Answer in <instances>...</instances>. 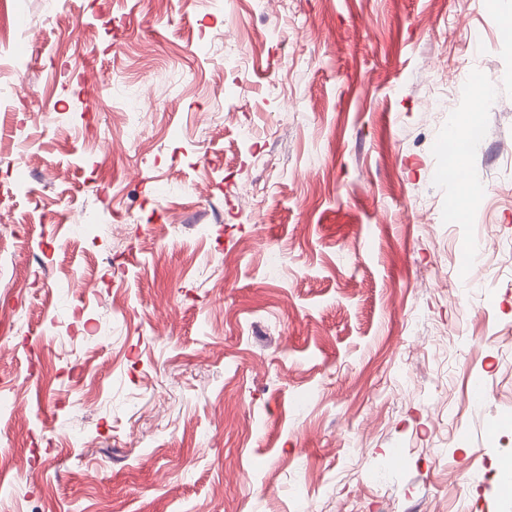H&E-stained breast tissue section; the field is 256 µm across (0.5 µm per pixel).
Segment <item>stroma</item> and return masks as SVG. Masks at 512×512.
<instances>
[{"mask_svg":"<svg viewBox=\"0 0 512 512\" xmlns=\"http://www.w3.org/2000/svg\"><path fill=\"white\" fill-rule=\"evenodd\" d=\"M64 6L0 0V185L31 159L0 204L22 227L0 256V512H512V44L492 10ZM478 79L484 135L452 172L472 104L451 88ZM271 165L283 185L251 199ZM464 182L481 201L449 221Z\"/></svg>","mask_w":512,"mask_h":512,"instance_id":"stroma-1","label":"stroma"}]
</instances>
